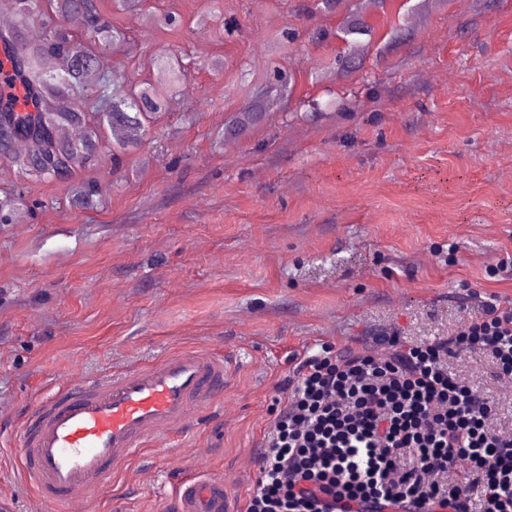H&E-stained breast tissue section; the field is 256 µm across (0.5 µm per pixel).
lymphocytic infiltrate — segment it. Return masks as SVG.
Returning <instances> with one entry per match:
<instances>
[{
	"instance_id": "obj_1",
	"label": "lymphocytic infiltrate",
	"mask_w": 512,
	"mask_h": 512,
	"mask_svg": "<svg viewBox=\"0 0 512 512\" xmlns=\"http://www.w3.org/2000/svg\"><path fill=\"white\" fill-rule=\"evenodd\" d=\"M431 342L322 345L289 376L244 512H512V427L449 360L488 354L512 388V307L482 301Z\"/></svg>"
}]
</instances>
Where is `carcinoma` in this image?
<instances>
[{
  "instance_id": "1",
  "label": "carcinoma",
  "mask_w": 512,
  "mask_h": 512,
  "mask_svg": "<svg viewBox=\"0 0 512 512\" xmlns=\"http://www.w3.org/2000/svg\"><path fill=\"white\" fill-rule=\"evenodd\" d=\"M84 9L91 15L89 37L73 31L65 24L66 18ZM375 27L361 16L336 30L341 47L336 54V65L345 71L352 69L355 60L351 36L371 35ZM121 41V34L101 16L95 0H16L14 24L6 32H0V45L7 49L12 62L13 82L20 85L24 95L35 103L31 112L15 108L11 98L0 96V123L9 125L13 134L31 138L34 147L29 155L41 158L37 167L22 157L1 155L16 167L22 178L51 179L57 176L61 161L71 162L80 157L90 162L100 150L103 141L122 147L136 139L155 121L165 108L163 89L151 85L129 86L121 79L113 80L103 93L94 97L84 81V72L57 71L51 76L54 61L69 62L87 57H97L99 50ZM159 67L176 81L185 72L183 57H170ZM85 127V137L68 143L66 158H60L54 143V131L73 120ZM99 195L94 182H83L74 188V198L82 203ZM28 203L24 188L0 197V224H6L16 208Z\"/></svg>"
}]
</instances>
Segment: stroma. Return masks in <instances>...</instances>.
Here are the masks:
<instances>
[{"instance_id": "obj_1", "label": "stroma", "mask_w": 512, "mask_h": 512, "mask_svg": "<svg viewBox=\"0 0 512 512\" xmlns=\"http://www.w3.org/2000/svg\"><path fill=\"white\" fill-rule=\"evenodd\" d=\"M100 12L108 70L171 86L141 141L34 182L0 224V501L39 512L17 432L43 395L179 346L222 353V404L145 449L90 512H158L191 471L244 502L296 353L445 336L512 305V0H142ZM359 69L336 67V28ZM176 15L177 24L163 22ZM190 66L170 85L157 60ZM282 71L292 88L275 90ZM76 180L100 205L72 201ZM374 31L375 27L361 16H355L348 24L339 26L336 30V37L341 41L343 47L336 54V65L345 71L353 70L351 63L356 60V57L351 49L353 40L349 37L357 34L371 36Z\"/></svg>"}]
</instances>
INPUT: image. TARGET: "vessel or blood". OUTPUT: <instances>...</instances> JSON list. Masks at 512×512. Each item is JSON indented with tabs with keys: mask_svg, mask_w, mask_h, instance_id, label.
Returning <instances> with one entry per match:
<instances>
[{
	"mask_svg": "<svg viewBox=\"0 0 512 512\" xmlns=\"http://www.w3.org/2000/svg\"><path fill=\"white\" fill-rule=\"evenodd\" d=\"M225 381L222 354L187 346L49 394L20 425V480L43 504L87 512L110 474L144 448L187 433L223 396ZM175 496L177 512H235L219 475L186 478Z\"/></svg>",
	"mask_w": 512,
	"mask_h": 512,
	"instance_id": "1",
	"label": "vessel or blood"
}]
</instances>
